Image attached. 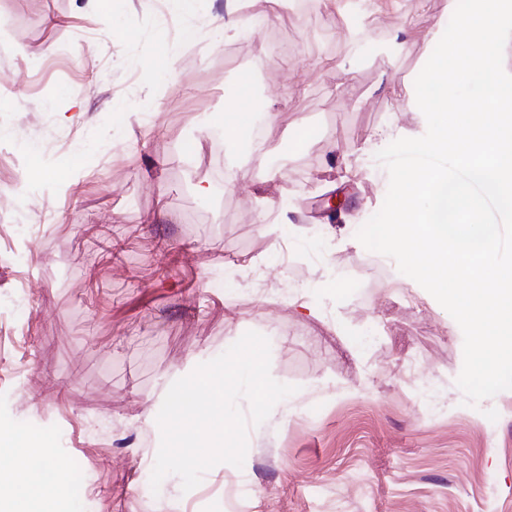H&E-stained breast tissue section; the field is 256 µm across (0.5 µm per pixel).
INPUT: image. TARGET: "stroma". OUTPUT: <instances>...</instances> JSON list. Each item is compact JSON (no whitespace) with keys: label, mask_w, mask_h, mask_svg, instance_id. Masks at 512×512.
Wrapping results in <instances>:
<instances>
[{"label":"stroma","mask_w":512,"mask_h":512,"mask_svg":"<svg viewBox=\"0 0 512 512\" xmlns=\"http://www.w3.org/2000/svg\"><path fill=\"white\" fill-rule=\"evenodd\" d=\"M361 6L358 30L340 2L247 0L228 39L198 0L181 43L150 0H0V428L44 438L49 512H512V390L466 405L461 328L356 238L377 153L427 130L414 80L454 8ZM238 94L287 170L226 137ZM91 225L120 249L99 290ZM249 331L296 393L243 467L152 492L168 389Z\"/></svg>","instance_id":"stroma-1"}]
</instances>
